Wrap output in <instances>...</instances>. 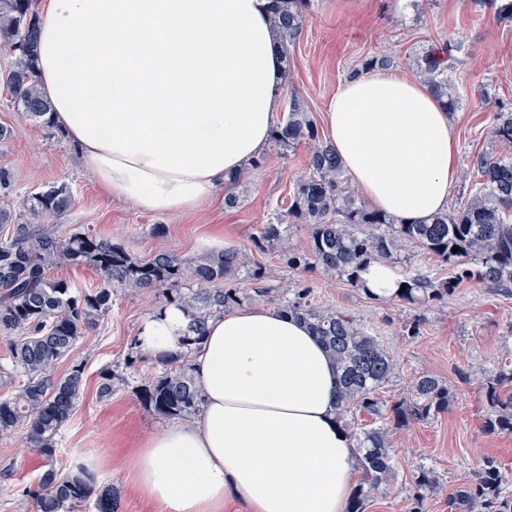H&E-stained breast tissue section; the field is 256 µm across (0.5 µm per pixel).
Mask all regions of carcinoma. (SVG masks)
Listing matches in <instances>:
<instances>
[{"label":"carcinoma","instance_id":"1","mask_svg":"<svg viewBox=\"0 0 512 512\" xmlns=\"http://www.w3.org/2000/svg\"><path fill=\"white\" fill-rule=\"evenodd\" d=\"M312 0H272L271 20L280 34L285 71H290V46L300 32ZM38 17L36 0H0V46L15 54L10 68L11 99L31 121L50 125L51 106L39 91L37 74ZM453 46L438 55L425 52L416 63V74L446 107L455 112L460 95L448 79ZM391 57L376 54L362 60L360 71L388 68ZM490 137L506 154L481 152L471 161L475 184L466 202L453 211L436 214L423 222L398 224L358 200L345 186L344 175L333 150L318 141L317 129L304 104L290 99L287 116L271 131L272 146L286 150L300 140L314 142L308 172L294 183L286 212L262 225L254 247L277 249L291 266L315 264L350 286L368 292L362 273L370 263H389L398 250L414 244L448 263L452 275L438 276L414 268L404 272L391 299L412 305H428L455 291L465 279H477L489 288L512 294V108L494 114ZM72 198L66 185L51 186L29 200L28 211L63 215ZM306 224L305 249L292 243L283 224ZM458 251H452V248ZM67 261L95 269L102 278L99 288L79 291L54 280L50 270ZM239 247L203 252L183 258L159 247L147 260L132 257L125 248L96 235L64 233L54 224H32L0 209V339L7 342L8 363L0 364V436L21 427L26 450L36 454L43 470L36 485L22 489L33 512H82L94 501L96 512H117L119 492L102 486L96 474L78 464L66 473L55 467L58 436L81 402L85 366L75 362L62 375L56 364L73 350L77 341L99 324L112 303L114 291H161L163 304L189 310L192 335L180 350L160 360L163 371L145 388L146 405L156 415L182 421L201 413L202 392L191 367L193 346L205 336L206 323L215 313L240 304V292L224 287V280L249 268L255 281L264 278L260 264ZM280 311L303 319L322 342L340 372L336 414L359 449L358 465L363 482L348 512H363L364 502L379 492L392 473L390 429L361 426L355 415L379 413V391L393 378L395 363L376 334L351 315L330 307L315 306L299 293ZM141 361V346L133 338L123 362L100 372L99 393L106 397L126 384L128 371ZM450 393L442 380L423 373L414 377L407 396L392 409L393 422L425 421L448 409ZM490 408L486 428L512 433V364L501 362L498 378L485 387ZM500 463L487 458L474 478L449 498L456 512H512V493L502 488ZM418 490L413 512H422L426 498L440 485L428 469L417 471Z\"/></svg>","mask_w":512,"mask_h":512}]
</instances>
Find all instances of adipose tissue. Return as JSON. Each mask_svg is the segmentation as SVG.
Segmentation results:
<instances>
[{
	"instance_id": "1",
	"label": "adipose tissue",
	"mask_w": 512,
	"mask_h": 512,
	"mask_svg": "<svg viewBox=\"0 0 512 512\" xmlns=\"http://www.w3.org/2000/svg\"><path fill=\"white\" fill-rule=\"evenodd\" d=\"M271 0H42L38 81L49 118L112 197L162 215L211 199L264 154L284 106ZM326 137L368 206L410 224L446 211L455 126L394 69L346 77ZM176 305L141 322L158 355L189 335ZM192 367L203 412L133 449L140 496L166 512H346L358 450L335 413L338 373L308 325L263 306L209 319Z\"/></svg>"
}]
</instances>
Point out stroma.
I'll return each mask as SVG.
<instances>
[{"instance_id": "stroma-1", "label": "stroma", "mask_w": 512, "mask_h": 512, "mask_svg": "<svg viewBox=\"0 0 512 512\" xmlns=\"http://www.w3.org/2000/svg\"><path fill=\"white\" fill-rule=\"evenodd\" d=\"M461 49L448 76L461 95L452 119L459 145L462 173L448 199L449 208L465 203L471 179L464 173L478 152L496 153L489 129L498 107H512V22L500 19L484 0H416L412 13L397 10L396 0H373L370 13L345 9L342 0H313L302 31L291 48L287 91L297 96L322 123L330 95L365 57L389 55L393 66L413 75L416 57L446 41ZM0 90V125L11 138L0 141V166L13 174L14 191L0 197V207L24 213L25 202L52 184H67L74 197L60 222L65 229L112 238L134 257L148 259L156 248L191 257L235 245L265 271L256 282L238 274L234 284L247 305L279 309L287 301L282 285L309 291L313 302L350 313L372 328L396 364L392 381L384 388L386 406L398 404L415 375L431 374L451 393L447 411L425 421H412L391 432L392 474L364 512H408L415 504L413 476L420 467L433 469L442 489L428 498L424 512H451L448 495L473 479L483 460L501 461L512 483V433L488 431L485 382L499 370L503 355L512 352V295L475 280L429 306L375 300L318 267L288 266L273 250L258 251L252 239L275 212L286 210L295 180L308 168L312 142H300L287 152L269 148L260 168L240 187L242 201L230 209L223 195L203 202L194 211L176 216L144 213L112 198L93 179L77 148L55 127L26 120L8 106ZM166 228L156 237L154 225ZM268 287L256 297V286ZM150 292L120 291L99 328L81 337L70 356L55 367L65 374L73 362L85 365L82 400L62 429L56 467L67 472L87 466L100 482L121 492L119 512H165L143 499L124 465L125 451L137 447L167 426L143 401L142 390L160 364L144 353L125 388L100 397V371L121 360L147 314L157 307ZM23 430L0 436V512H32L18 488L34 482L40 469L33 458H22Z\"/></svg>"}]
</instances>
